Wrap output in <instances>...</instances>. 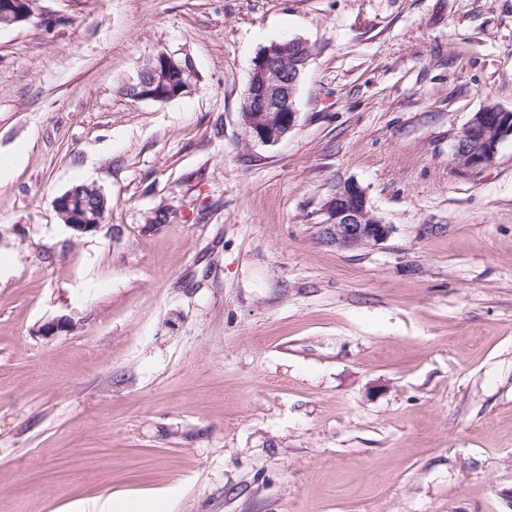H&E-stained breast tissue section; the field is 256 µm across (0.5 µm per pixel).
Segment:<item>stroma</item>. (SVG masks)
Returning a JSON list of instances; mask_svg holds the SVG:
<instances>
[{
  "instance_id": "obj_1",
  "label": "stroma",
  "mask_w": 512,
  "mask_h": 512,
  "mask_svg": "<svg viewBox=\"0 0 512 512\" xmlns=\"http://www.w3.org/2000/svg\"><path fill=\"white\" fill-rule=\"evenodd\" d=\"M0 29V512H512V0H41ZM305 41L295 128L241 121ZM189 58L190 93H128ZM353 182L392 233L321 242ZM77 183L108 200L64 224ZM70 328L39 335L43 323ZM300 39L274 42L255 57L241 113L248 135L267 145L284 139L296 126L295 94L309 63ZM248 111V112H247ZM193 65L187 58L160 52L149 58L141 71L139 82L131 88L132 95L138 99L167 101L180 97L190 91ZM177 72L181 82L174 84L168 76ZM184 75L188 78L185 79ZM512 137V110L483 107L473 112L455 145L456 157L467 168L478 171L494 159L499 145ZM73 192H67L59 196L55 202L58 213L65 217L67 225L76 232H89L95 230L101 224V219H93L89 208L81 203H75Z\"/></svg>"
}]
</instances>
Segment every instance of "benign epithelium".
I'll list each match as a JSON object with an SVG mask.
<instances>
[{"instance_id":"7a95c632","label":"benign epithelium","mask_w":512,"mask_h":512,"mask_svg":"<svg viewBox=\"0 0 512 512\" xmlns=\"http://www.w3.org/2000/svg\"><path fill=\"white\" fill-rule=\"evenodd\" d=\"M43 17L27 0H11L0 6V28L18 25L33 17ZM306 42L300 39L273 42L255 57L249 74L245 112L241 113L248 135L267 145L284 139L296 126L299 112L295 94L309 63L302 53ZM193 65L165 52L149 58L139 82L132 87L138 99L167 101L190 91ZM512 137V110L482 108L472 113L455 145L456 157L467 168L478 171L494 159L499 145ZM58 213L76 232H89L101 224L89 208L74 202L73 192L59 196ZM327 222L321 225L320 240L339 249L370 248L382 244L391 227L374 217L367 207L366 195L356 183L343 184L327 201Z\"/></svg>"}]
</instances>
